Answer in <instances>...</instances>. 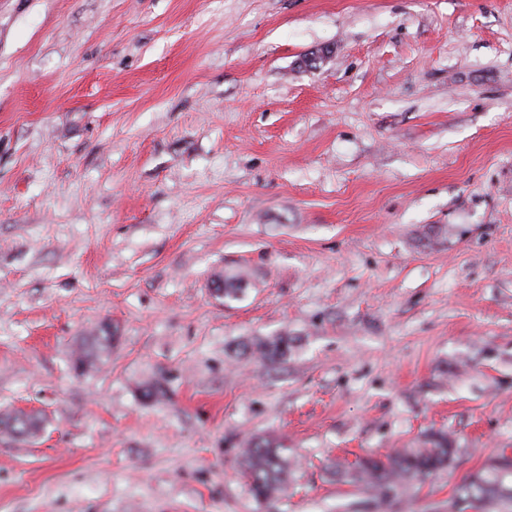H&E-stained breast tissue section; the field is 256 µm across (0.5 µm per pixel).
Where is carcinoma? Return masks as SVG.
Here are the masks:
<instances>
[{"mask_svg": "<svg viewBox=\"0 0 512 512\" xmlns=\"http://www.w3.org/2000/svg\"><path fill=\"white\" fill-rule=\"evenodd\" d=\"M244 283L242 274H226L218 278L216 290L226 299L237 300ZM115 335L112 325L103 323L84 337L73 355V369L84 373L109 355ZM293 346L294 338L280 333L242 344L241 353L275 366L288 360ZM139 393L142 400L157 402L167 397L168 390L164 382L153 380L143 384ZM39 428L40 420L22 411L0 415V429L18 441L27 440ZM453 463L454 449L448 447V435L438 432L428 435L418 448L369 454L355 466L342 468L338 473L367 495L374 507L387 508L410 489L448 470ZM239 467L244 484L259 504L277 500L291 481L288 449L271 436L247 440L239 454ZM502 489L512 491V458L505 454L484 469L462 477L454 488L455 503H469L478 512H512V494L502 495Z\"/></svg>", "mask_w": 512, "mask_h": 512, "instance_id": "cac0c4a2", "label": "carcinoma"}]
</instances>
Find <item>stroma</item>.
Listing matches in <instances>:
<instances>
[{
    "label": "stroma",
    "mask_w": 512,
    "mask_h": 512,
    "mask_svg": "<svg viewBox=\"0 0 512 512\" xmlns=\"http://www.w3.org/2000/svg\"><path fill=\"white\" fill-rule=\"evenodd\" d=\"M4 410L0 512H362L332 466L430 432L389 512H453L512 455V0H0ZM219 283L213 280V285H216L217 291H220L222 294L220 297H224L225 299L237 300L239 299V292L243 291V284L245 283V278L241 273L234 274H225L223 277H218ZM85 336L74 353L72 367L76 372L84 373L92 368L96 361L112 352V343L116 332L109 323L101 324L94 332ZM294 346V338L288 333H280L266 339H257L241 345L244 356L255 357L263 362L275 366L288 360ZM40 428V420L22 411L0 415V429L18 441H25ZM286 452L271 436L251 437L241 448L240 475L257 503H271L287 491L292 473Z\"/></svg>",
    "instance_id": "stroma-1"
}]
</instances>
